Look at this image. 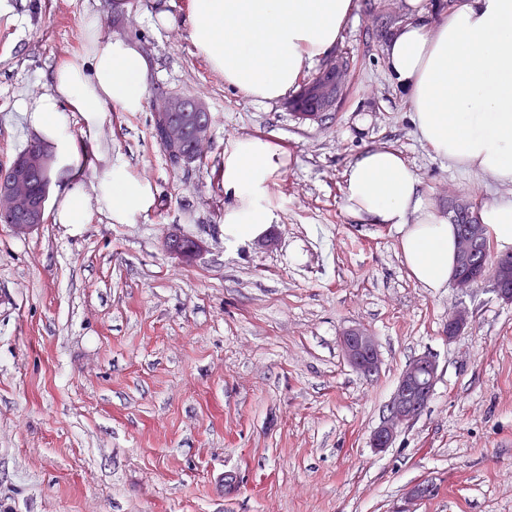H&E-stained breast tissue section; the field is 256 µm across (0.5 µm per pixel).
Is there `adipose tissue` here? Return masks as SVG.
<instances>
[{"label":"adipose tissue","mask_w":512,"mask_h":512,"mask_svg":"<svg viewBox=\"0 0 512 512\" xmlns=\"http://www.w3.org/2000/svg\"><path fill=\"white\" fill-rule=\"evenodd\" d=\"M355 8L354 0H190L187 26L196 52L226 86L255 102L274 101L331 51ZM407 12L387 43V67L420 140L451 168L512 185V0H451L434 15L425 0H407ZM80 39L81 53L20 110L56 156L54 222L85 224L96 209L123 222L151 208V190L118 165L88 195L77 175L71 115L81 114L91 136L105 107L143 111L151 64L131 41L101 39L96 18L84 22ZM286 164L284 151L265 138L225 148L227 244L255 240L278 223L271 187ZM341 192L356 223L397 230L411 278L432 290L447 287L455 226L430 204L420 174L398 151L365 148L346 168ZM473 213L498 250H512V196L477 203Z\"/></svg>","instance_id":"obj_1"}]
</instances>
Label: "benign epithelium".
Masks as SVG:
<instances>
[{"label": "benign epithelium", "mask_w": 512, "mask_h": 512, "mask_svg": "<svg viewBox=\"0 0 512 512\" xmlns=\"http://www.w3.org/2000/svg\"><path fill=\"white\" fill-rule=\"evenodd\" d=\"M350 69V58L345 54L331 57L320 74L311 82L319 94L323 107L314 114L315 120L325 119L326 113L335 111L336 98L344 86ZM200 118L192 128H187L176 118L182 108L181 101L172 96L160 95L153 100L154 125L159 128V143L170 163L175 167L194 163L206 153L211 139L213 118L205 103L191 96ZM52 153L44 146L30 156L20 154L8 165L0 166V217L8 221L10 231L25 237L44 223L49 200L51 179L49 170ZM40 170L44 176V188L32 194L30 167ZM485 237V225L469 223L461 231L458 243L457 263L467 265L473 253L475 239ZM495 291L505 303L512 302V256L499 255L493 274ZM471 325V315L465 308L448 317V340L463 334ZM347 362L366 377L375 375L381 365L375 336L365 327L345 329L339 336ZM437 374L433 357L421 355L410 360L402 369L398 384L387 406V414L371 434L372 447L381 452L394 442L399 430L414 421L427 405Z\"/></svg>", "instance_id": "obj_1"}]
</instances>
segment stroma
<instances>
[{"label": "stroma", "instance_id": "35a3bbf8", "mask_svg": "<svg viewBox=\"0 0 512 512\" xmlns=\"http://www.w3.org/2000/svg\"><path fill=\"white\" fill-rule=\"evenodd\" d=\"M7 3L0 164L37 141L16 104L80 52L90 16L153 61L147 98L198 96L214 124L204 163L175 167L151 109H108L91 138L73 115L86 192L121 164L150 186V211L49 219L26 237L0 224V512H512V305L488 279L466 293L422 287L396 231L343 207V173L369 146L399 151L441 208L505 192L416 136L385 55L406 0H356L335 46L348 82L322 123L225 86L191 44L189 0H129L120 14L112 0ZM247 137L288 155L272 187L281 220L231 247L224 150ZM174 231L202 242L193 263L167 251ZM460 308L472 325L452 340ZM357 325L382 358L369 378L339 344ZM421 355L438 366L430 400L376 451L371 432ZM421 482L432 494L406 503Z\"/></svg>", "mask_w": 512, "mask_h": 512}]
</instances>
